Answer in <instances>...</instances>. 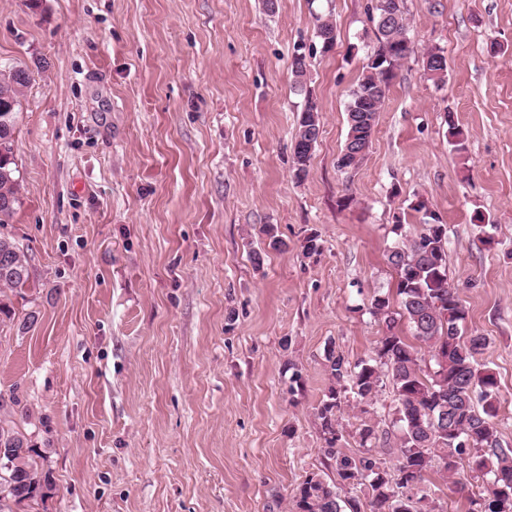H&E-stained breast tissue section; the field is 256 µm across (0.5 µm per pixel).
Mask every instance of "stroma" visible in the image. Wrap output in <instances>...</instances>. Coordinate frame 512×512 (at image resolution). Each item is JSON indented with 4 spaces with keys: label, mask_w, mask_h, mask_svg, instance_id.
<instances>
[{
    "label": "stroma",
    "mask_w": 512,
    "mask_h": 512,
    "mask_svg": "<svg viewBox=\"0 0 512 512\" xmlns=\"http://www.w3.org/2000/svg\"><path fill=\"white\" fill-rule=\"evenodd\" d=\"M372 2L0 0V70L31 77L19 203L0 225L30 286L0 288V400L27 409L56 485L34 512H291L307 475L335 479L314 416L325 351L373 356L371 302L396 294L387 254L430 215L512 448V0H407L414 53L344 170ZM320 15L336 25L328 50ZM431 47L445 84L424 71ZM308 94L320 134L299 181ZM461 475L462 492L426 474L428 512H468L481 482ZM317 103L308 94L296 128L292 146V172L296 180H303L309 173L313 149L317 143L321 116Z\"/></svg>",
    "instance_id": "35a3bbf8"
}]
</instances>
